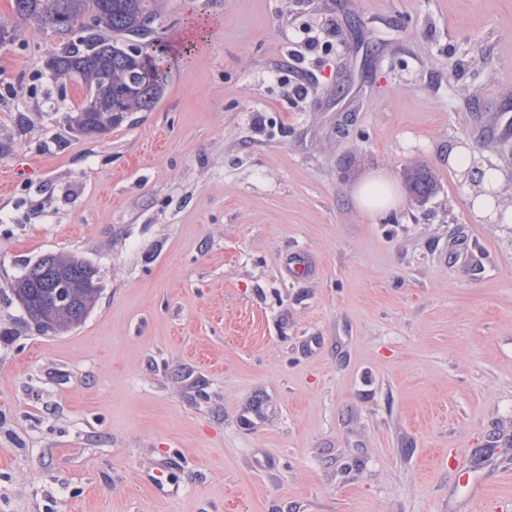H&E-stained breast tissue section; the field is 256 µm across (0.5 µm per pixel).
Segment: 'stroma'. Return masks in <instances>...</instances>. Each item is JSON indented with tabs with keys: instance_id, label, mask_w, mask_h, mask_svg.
I'll return each instance as SVG.
<instances>
[{
	"instance_id": "1",
	"label": "stroma",
	"mask_w": 512,
	"mask_h": 512,
	"mask_svg": "<svg viewBox=\"0 0 512 512\" xmlns=\"http://www.w3.org/2000/svg\"><path fill=\"white\" fill-rule=\"evenodd\" d=\"M155 27L164 93L101 136L62 37L0 48V512H512V224L448 164L512 183V0H160ZM47 254L101 286L56 335L9 289ZM449 164L458 171L460 181L465 187V193L470 210L476 219L483 224H511L512 223V207L508 209L509 218L506 222L499 223L496 212L486 203V192L490 189L487 177L479 185L471 183L464 177V172L472 167L471 157L465 148L457 147L453 149L448 156ZM404 179L412 197L418 201H424L436 192V176L424 164L415 163L408 166L404 171ZM380 189L379 195H374L373 190ZM356 201L360 206L375 217L388 211L398 200L397 195L386 181H379L373 185L359 189L355 194Z\"/></svg>"
}]
</instances>
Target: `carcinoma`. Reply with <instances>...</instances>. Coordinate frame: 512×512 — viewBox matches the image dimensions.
<instances>
[{"label":"carcinoma","instance_id":"cac0c4a2","mask_svg":"<svg viewBox=\"0 0 512 512\" xmlns=\"http://www.w3.org/2000/svg\"><path fill=\"white\" fill-rule=\"evenodd\" d=\"M101 18L97 26L78 35L79 42L66 43L52 54L47 65L55 78L80 79L88 91V103L72 116L79 133L93 136L122 125L134 112L151 111L169 78L168 47L157 38L138 48L134 43L146 35L145 27L156 20L159 0H96ZM91 7V0H13L14 14L22 17L30 29L37 30L60 16L77 21ZM112 82V101L96 99L101 77ZM408 189L416 200L435 194L437 179L421 163L404 171ZM54 272L69 285L71 303L59 304L40 295L34 284L22 278L10 284L22 308L36 315H48L58 326L80 324L76 309L94 304L97 298L88 288L84 261L55 255Z\"/></svg>","mask_w":512,"mask_h":512}]
</instances>
